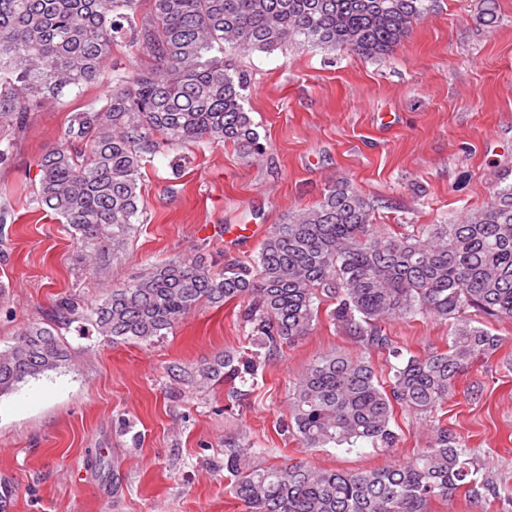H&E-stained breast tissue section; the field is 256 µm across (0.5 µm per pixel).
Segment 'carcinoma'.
Returning <instances> with one entry per match:
<instances>
[{"label":"carcinoma","mask_w":512,"mask_h":512,"mask_svg":"<svg viewBox=\"0 0 512 512\" xmlns=\"http://www.w3.org/2000/svg\"><path fill=\"white\" fill-rule=\"evenodd\" d=\"M431 0H0V164L9 134L30 103L80 95L104 79L112 52L147 53L145 69L112 73L99 106L70 113L62 137L37 162L38 207L62 218L96 254L125 244L141 214L142 169L157 149L175 152L222 142L245 159L265 146L243 102L247 80L226 57L284 46L345 48L383 59L428 13ZM385 233L375 205L347 180L265 237L251 263L215 271L171 258L108 291L90 311L60 299L48 321L29 325L0 351V395L69 361L58 329L89 323L109 342L145 345L168 335L203 304L242 301L239 318L258 349L222 352L178 382H225L228 397L258 384L266 361L328 319L360 350L316 358L289 393L284 431L304 448L363 445L390 450L400 435L395 409L430 415L456 380L499 339L465 317L469 309L512 319V184L460 222ZM452 321L445 350L405 354L382 329L391 318ZM387 355L384 367L372 353ZM265 449L239 433L224 436V470L243 512H428L473 482L466 443L434 427L414 460L345 471L304 462L268 465Z\"/></svg>","instance_id":"carcinoma-1"}]
</instances>
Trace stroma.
I'll return each instance as SVG.
<instances>
[{
  "mask_svg": "<svg viewBox=\"0 0 512 512\" xmlns=\"http://www.w3.org/2000/svg\"><path fill=\"white\" fill-rule=\"evenodd\" d=\"M230 63L247 76L245 108L265 154L251 162L230 146L192 147L176 177L160 148L144 171L139 224L123 251L95 269L87 248L34 197L37 161L69 112L95 105L108 86L31 106L0 164V350L21 328L46 321L60 298L91 308L149 265L184 257L219 270L228 257L253 260L273 225L344 179L382 202V224L461 219L486 204L498 180L512 183V0H433L382 60L344 48H279ZM239 308L199 307L150 345L63 329L69 365L0 396V512H241L224 469L227 435L246 433L270 465L365 470L413 459L434 423L466 441L490 489L481 502L460 491L429 512H512V498L500 493L512 489V319L480 318L499 349L457 379L431 418L398 414L393 452L308 450L279 422L315 358L356 350L328 318L270 360L243 403L228 400L221 383L169 382L170 367L255 353ZM450 328L431 317L384 326L421 355L443 349Z\"/></svg>",
  "mask_w": 512,
  "mask_h": 512,
  "instance_id": "35a3bbf8",
  "label": "stroma"
}]
</instances>
